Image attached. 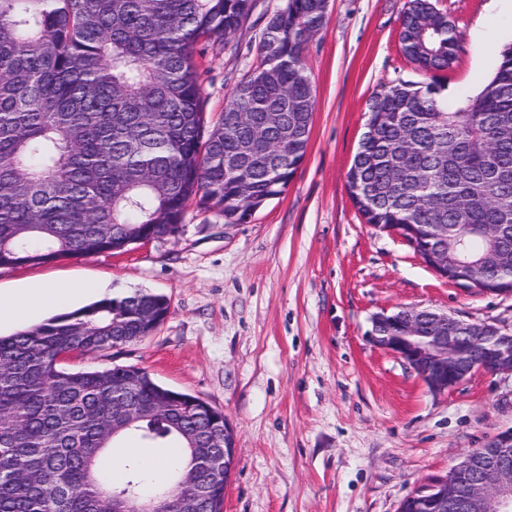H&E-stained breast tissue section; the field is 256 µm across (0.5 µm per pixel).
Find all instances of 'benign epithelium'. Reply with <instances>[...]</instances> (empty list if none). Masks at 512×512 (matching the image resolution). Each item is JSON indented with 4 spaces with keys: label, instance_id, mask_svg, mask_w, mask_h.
Masks as SVG:
<instances>
[{
    "label": "benign epithelium",
    "instance_id": "benign-epithelium-1",
    "mask_svg": "<svg viewBox=\"0 0 512 512\" xmlns=\"http://www.w3.org/2000/svg\"><path fill=\"white\" fill-rule=\"evenodd\" d=\"M373 346L410 366L433 393L478 374L512 375V328L470 323L427 309L372 317ZM235 463V438L224 424V482ZM399 512H512V427L461 455L444 475L405 498Z\"/></svg>",
    "mask_w": 512,
    "mask_h": 512
}]
</instances>
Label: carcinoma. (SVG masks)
I'll use <instances>...</instances> for the list:
<instances>
[{"instance_id": "cac0c4a2", "label": "carcinoma", "mask_w": 512, "mask_h": 512, "mask_svg": "<svg viewBox=\"0 0 512 512\" xmlns=\"http://www.w3.org/2000/svg\"><path fill=\"white\" fill-rule=\"evenodd\" d=\"M254 0H0V269L112 252L174 236L195 200L227 224L281 194L302 165L315 94L302 45L327 24L323 0H286L266 25L259 62L205 126L198 45L229 38ZM405 58L444 71L463 35L432 0H410ZM365 223L415 225L422 244L448 230V260L469 285L512 278V47L473 99L454 107L440 85H384L347 172ZM166 296L100 299L0 336V512H155L188 496L224 502V412L145 369L72 372L63 361L151 335ZM186 455L166 482L140 462L103 468L126 436Z\"/></svg>"}]
</instances>
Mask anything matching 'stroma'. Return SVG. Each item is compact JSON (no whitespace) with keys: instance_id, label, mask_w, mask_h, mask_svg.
Returning a JSON list of instances; mask_svg holds the SVG:
<instances>
[{"instance_id":"35a3bbf8","label":"stroma","mask_w":512,"mask_h":512,"mask_svg":"<svg viewBox=\"0 0 512 512\" xmlns=\"http://www.w3.org/2000/svg\"><path fill=\"white\" fill-rule=\"evenodd\" d=\"M408 2L328 0V23L303 51L316 96L305 160L247 222L192 205L176 236L0 269L4 292L83 282L108 297L169 299L147 338L67 365H135L223 411L236 441L223 512H398L463 452L512 427V376L478 375L439 395L368 340L372 316L399 308L512 327V296L439 277L403 239L364 224L348 194L381 85L435 81L455 105L479 93L512 45V0H433L462 31L463 49L448 71H418L398 49ZM283 4L255 0L229 39L198 53L209 122L256 65Z\"/></svg>"}]
</instances>
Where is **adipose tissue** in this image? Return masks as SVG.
Instances as JSON below:
<instances>
[{
  "label": "adipose tissue",
  "mask_w": 512,
  "mask_h": 512,
  "mask_svg": "<svg viewBox=\"0 0 512 512\" xmlns=\"http://www.w3.org/2000/svg\"><path fill=\"white\" fill-rule=\"evenodd\" d=\"M86 291L82 283H48L9 294L0 293V323H9L20 330L35 326L41 312L52 310Z\"/></svg>",
  "instance_id": "adipose-tissue-1"
}]
</instances>
